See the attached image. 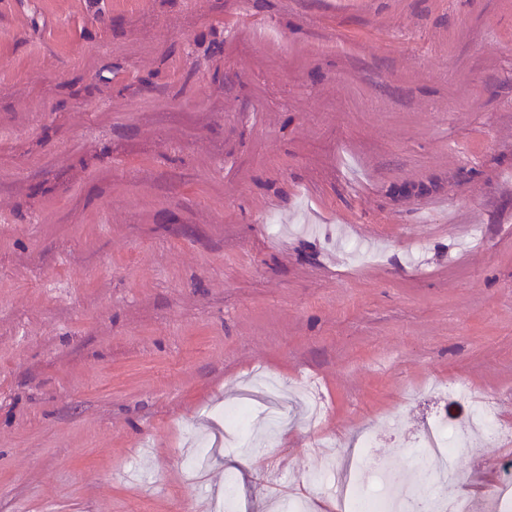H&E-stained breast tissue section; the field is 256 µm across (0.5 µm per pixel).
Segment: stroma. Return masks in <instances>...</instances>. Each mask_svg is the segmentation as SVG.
Here are the masks:
<instances>
[{
  "label": "stroma",
  "mask_w": 512,
  "mask_h": 512,
  "mask_svg": "<svg viewBox=\"0 0 512 512\" xmlns=\"http://www.w3.org/2000/svg\"><path fill=\"white\" fill-rule=\"evenodd\" d=\"M449 384L504 431L459 454L478 496L512 479V0H0V512H339L372 459L423 495ZM243 401L267 455L224 445Z\"/></svg>",
  "instance_id": "35a3bbf8"
}]
</instances>
